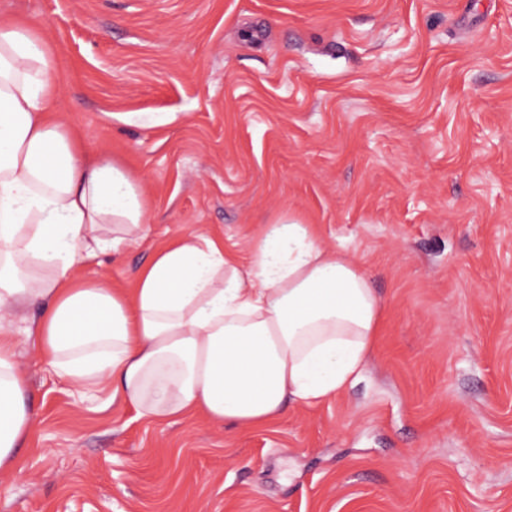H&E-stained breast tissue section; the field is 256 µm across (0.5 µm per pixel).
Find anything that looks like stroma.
Segmentation results:
<instances>
[{
	"label": "stroma",
	"instance_id": "stroma-1",
	"mask_svg": "<svg viewBox=\"0 0 512 512\" xmlns=\"http://www.w3.org/2000/svg\"><path fill=\"white\" fill-rule=\"evenodd\" d=\"M58 104L152 202L77 265L130 287L192 232L248 263L284 213L384 301L369 372L258 429L137 416L19 343L34 425L0 512H512V0H0ZM176 113L153 126L122 122Z\"/></svg>",
	"mask_w": 512,
	"mask_h": 512
}]
</instances>
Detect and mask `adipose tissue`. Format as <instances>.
<instances>
[{
  "label": "adipose tissue",
  "mask_w": 512,
  "mask_h": 512,
  "mask_svg": "<svg viewBox=\"0 0 512 512\" xmlns=\"http://www.w3.org/2000/svg\"><path fill=\"white\" fill-rule=\"evenodd\" d=\"M56 51L35 26L0 17V475L16 468L34 416L17 342L80 390L108 386L138 416L202 413L257 427L359 380L385 306L345 251L283 214L247 266L186 233L124 293L75 265L143 240L141 180L89 153L57 108Z\"/></svg>",
  "instance_id": "ef3b65f1"
}]
</instances>
